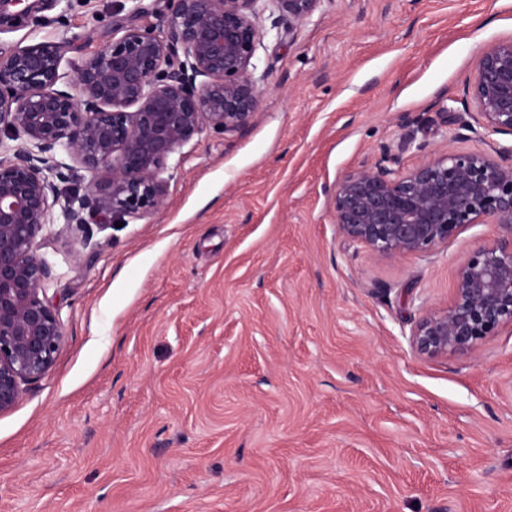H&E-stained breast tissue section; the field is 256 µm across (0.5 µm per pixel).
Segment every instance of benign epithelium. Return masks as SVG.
<instances>
[{
	"label": "benign epithelium",
	"mask_w": 512,
	"mask_h": 512,
	"mask_svg": "<svg viewBox=\"0 0 512 512\" xmlns=\"http://www.w3.org/2000/svg\"><path fill=\"white\" fill-rule=\"evenodd\" d=\"M261 0H164L150 12L136 4L115 21L121 36L88 57L73 78L61 71L64 42L0 47V414L43 376L64 336L46 299L52 264L37 253L45 227L82 229L160 211L174 155L205 128L223 134L249 124L265 76L252 62ZM301 22L320 0H270ZM40 0H0V33L35 18ZM20 5L16 12L9 7ZM472 121L455 133L487 148L428 152L407 135L400 149L423 153L415 166L391 167L387 144L334 186L339 234L372 254L396 259L428 253L470 224L496 235L458 266L454 294L412 333L429 356L467 351L512 324V40L487 47L464 88ZM93 174L82 194L61 193L77 169Z\"/></svg>",
	"instance_id": "obj_1"
}]
</instances>
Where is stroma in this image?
I'll list each match as a JSON object with an SVG mask.
<instances>
[{
	"mask_svg": "<svg viewBox=\"0 0 512 512\" xmlns=\"http://www.w3.org/2000/svg\"><path fill=\"white\" fill-rule=\"evenodd\" d=\"M131 0H45L0 44L66 42L63 72L112 39ZM260 103L203 130L159 212L80 235L48 225L47 296L65 338L0 414V512H512V325L428 357L472 224L396 260L338 233L331 191L415 120L429 150L512 0L259 6ZM276 9L288 20L304 21L316 9L320 0H271Z\"/></svg>",
	"mask_w": 512,
	"mask_h": 512,
	"instance_id": "stroma-1",
	"label": "stroma"
}]
</instances>
